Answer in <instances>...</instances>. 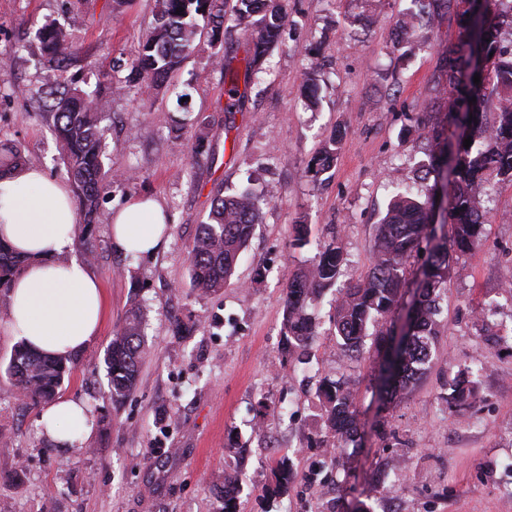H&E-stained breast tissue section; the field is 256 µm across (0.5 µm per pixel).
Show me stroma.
Masks as SVG:
<instances>
[{"mask_svg": "<svg viewBox=\"0 0 512 512\" xmlns=\"http://www.w3.org/2000/svg\"><path fill=\"white\" fill-rule=\"evenodd\" d=\"M288 27L247 83L241 112H224V78L207 38L160 87L109 96L107 153L140 174L112 181L90 229L105 316L73 358L61 396L83 403L82 447L51 445L40 409L11 389L2 368L19 342L0 290V512H222L224 474L236 472L239 512H512V183L492 184L482 243L455 260L439 303L441 334L429 370L377 412L372 359L351 357L332 334L331 297L310 361L281 366L279 340L289 277L336 236L347 258L339 287L364 278L376 227L395 186L418 189L425 131L456 97L447 58L459 48V10L396 42L410 0H284ZM64 28L83 60L65 80L112 84L113 57L133 56L154 23V0H0V142L56 180L69 176L51 127L25 92L46 72L36 31ZM320 104L308 108L309 85ZM151 110H143L142 100ZM335 164L308 166L334 132ZM203 137L209 156L193 159ZM268 193L230 286L201 295L189 286L187 254L217 190ZM156 198L171 217L152 255L116 253L108 219L130 197ZM310 246H292L293 226ZM145 315L146 354L135 391L114 407L106 349L132 301ZM480 369L469 407L449 412V382ZM344 379L363 413V444L320 445V380ZM261 431H254L256 421ZM292 458L294 477L271 496L270 455Z\"/></svg>", "mask_w": 512, "mask_h": 512, "instance_id": "obj_1", "label": "stroma"}]
</instances>
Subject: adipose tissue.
Segmentation results:
<instances>
[{
  "mask_svg": "<svg viewBox=\"0 0 512 512\" xmlns=\"http://www.w3.org/2000/svg\"><path fill=\"white\" fill-rule=\"evenodd\" d=\"M167 215L154 198L136 196L111 216L112 246L122 254H152L165 247ZM78 210L68 186L27 166L0 179V239L29 261L10 282L11 326L40 352L69 356L97 336L104 314L98 280L75 257ZM89 412L61 398L40 413L45 438L67 448L81 447Z\"/></svg>",
  "mask_w": 512,
  "mask_h": 512,
  "instance_id": "ef3b65f1",
  "label": "adipose tissue"
}]
</instances>
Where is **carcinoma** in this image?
Here are the masks:
<instances>
[{
    "mask_svg": "<svg viewBox=\"0 0 512 512\" xmlns=\"http://www.w3.org/2000/svg\"><path fill=\"white\" fill-rule=\"evenodd\" d=\"M452 0H411L402 27L406 30L422 22L429 23ZM468 27L464 51L448 69V86L465 98L487 97L493 92L499 100L495 123L483 124L480 114L448 112L444 122L464 129L471 138L469 147L461 148L448 166V137L434 130L426 135L431 143L427 159L418 162L424 190L417 196L405 191L389 203L377 228L374 256L366 277L350 285L336 300L331 324L334 336L352 356L359 357L372 339L374 353L383 354V388L393 392L415 384L429 369L439 335V300L445 294L449 261L461 257L485 236L488 217L481 210V198L487 193L490 178L512 182V51H504L498 42V27L503 14L495 11L486 18L478 0ZM206 21L209 42L218 48L224 74V112H240L245 95L240 79L264 72L269 50L280 42L288 24V13L281 0H155L154 25L142 43L138 55L116 58L112 71L128 70L124 78H115L111 91L122 85L150 87L167 79L196 48L199 20ZM234 20L249 35V46L242 58L244 68L235 65L237 56L224 47L228 20ZM42 51L55 63L56 73L47 76L43 95L36 100L38 115L54 127L60 150L75 190L81 236L79 244L89 259L95 251L89 239L90 227L100 222V198L110 185L103 172L105 130L101 115L108 101L103 95H90L77 86L62 84L59 73L77 58V49L67 33L54 25L37 32ZM486 62L494 76L491 92L474 83ZM337 138L312 159L315 173L329 169L336 161ZM21 165V157L10 146L0 145V178L12 174ZM452 174L447 203L452 218L451 235H438L436 214L440 209L446 174ZM260 217L259 199L251 187L244 186L231 195L216 194L205 224L188 251L189 287L204 294L216 293L229 285L241 252L248 246ZM427 250L420 284L422 298L409 314V328L393 347V329L387 326L406 286L407 264L414 254ZM343 252L331 237L319 245L309 266L296 270L289 279L282 314L280 355L284 360H299L309 353L317 336L318 322L308 309L336 286L342 275ZM23 260L0 243V288L9 286L11 277ZM143 315L133 305L105 352V365L112 402L122 403L135 389L145 340ZM73 370L69 358L39 354L19 343L6 367L12 388L32 406L53 400L66 377ZM448 408L460 409L471 404L474 382L461 374L449 384ZM324 437L338 442L357 432L359 411L350 387L341 380L324 379L318 390ZM274 481L268 487L272 496L282 494L293 477V464L283 455L273 459ZM238 488L235 478H224L223 512H238Z\"/></svg>",
    "mask_w": 512,
    "mask_h": 512,
    "instance_id": "1",
    "label": "carcinoma"
}]
</instances>
